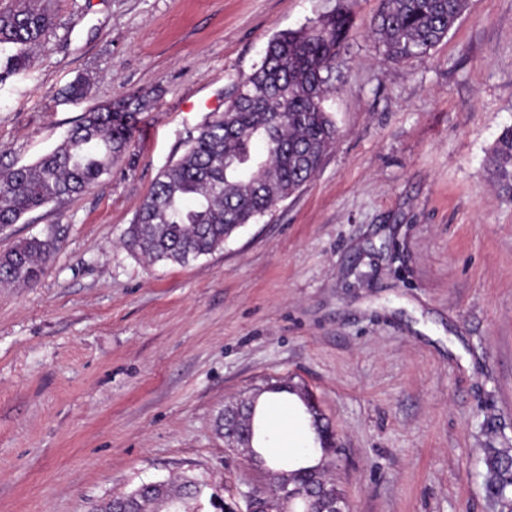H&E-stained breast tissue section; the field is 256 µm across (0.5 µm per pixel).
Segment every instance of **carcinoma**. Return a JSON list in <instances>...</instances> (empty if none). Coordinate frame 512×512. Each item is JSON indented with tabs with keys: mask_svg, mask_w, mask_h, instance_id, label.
I'll use <instances>...</instances> for the list:
<instances>
[{
	"mask_svg": "<svg viewBox=\"0 0 512 512\" xmlns=\"http://www.w3.org/2000/svg\"><path fill=\"white\" fill-rule=\"evenodd\" d=\"M467 0H381L373 34L385 58L401 62L428 53L455 26ZM54 26L43 0H18L0 9V83L28 70L33 52ZM352 27L333 13L297 30L276 34L260 65L239 83L224 111L206 123L185 153L160 172L127 232L126 245L153 263L187 265L215 252L240 228L270 213L310 183L323 166L337 129L325 102L334 64ZM145 107L134 96L87 112L64 140L36 162L0 170V228L53 202L81 195L132 149V122ZM493 177L512 191V128L493 148ZM54 243L29 238L0 255V284L30 285L51 260ZM256 402L235 444L251 448L271 471L288 464L267 457L259 445ZM485 489L499 512H512V448L483 449ZM313 466L292 469L296 496L316 483ZM195 479H185L163 498L147 497L165 512H195Z\"/></svg>",
	"mask_w": 512,
	"mask_h": 512,
	"instance_id": "carcinoma-1",
	"label": "carcinoma"
}]
</instances>
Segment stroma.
I'll use <instances>...</instances> for the list:
<instances>
[{"label":"stroma","instance_id":"obj_1","mask_svg":"<svg viewBox=\"0 0 512 512\" xmlns=\"http://www.w3.org/2000/svg\"><path fill=\"white\" fill-rule=\"evenodd\" d=\"M54 28L0 84V167L52 150L86 112L148 102L134 153L83 194L0 230L53 240L27 287L0 285V512H93L150 481L204 485L199 512L264 484L215 430L268 378L317 401L352 512H495L482 451L512 447V196L489 177L512 127V0H467L399 63L380 0H45ZM349 12L316 177L189 265L124 244L274 34ZM86 95L62 100L77 77ZM267 446L307 454L308 417L271 402Z\"/></svg>","mask_w":512,"mask_h":512}]
</instances>
